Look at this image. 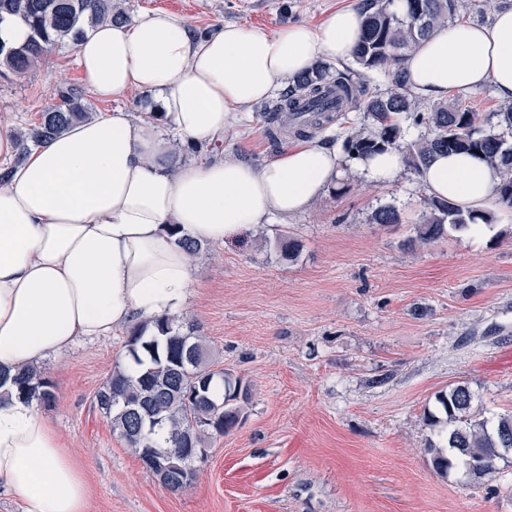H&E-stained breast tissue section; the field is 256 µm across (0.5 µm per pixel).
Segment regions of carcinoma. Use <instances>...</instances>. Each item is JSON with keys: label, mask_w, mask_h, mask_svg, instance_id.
I'll return each mask as SVG.
<instances>
[{"label": "carcinoma", "mask_w": 512, "mask_h": 512, "mask_svg": "<svg viewBox=\"0 0 512 512\" xmlns=\"http://www.w3.org/2000/svg\"><path fill=\"white\" fill-rule=\"evenodd\" d=\"M391 0H363L362 38L353 61L363 69L392 76V88L385 96L374 97L351 71H343L326 60L296 76L278 97L264 105L267 138L273 149L282 146L288 134L310 138L334 121V112L343 105L364 103L373 127L345 140L351 157L400 147L405 118L415 127L426 129L406 147V160L419 170L438 152H472L482 155L501 173L502 205L512 209V145L505 135L512 134V106L492 113L496 123L485 130L478 126L476 113L459 106L440 105L428 112L418 109L406 88L401 64L402 49L410 50L436 26L454 15L455 0H406L402 18L388 9ZM7 18L29 28L25 43L8 46L0 41V77L28 70L50 49L72 45L84 30L100 22L123 24L128 14L119 0H0V24ZM336 99L327 97L329 87ZM317 112L314 123L298 121L301 109ZM93 113L82 95L72 89L59 91V103L46 107L39 121L17 138V159L23 160L31 147L60 133L76 121H89ZM430 210L427 223L417 227V240L430 244L446 235V226L467 230L475 217L454 204L435 198L425 199ZM133 369L117 368L95 396L97 408L112 418L128 446L141 461L168 464L174 456L191 448H201L206 436L229 433L240 422V402L248 400V389L240 378L222 370L210 369L205 345L192 327L183 328L174 319L156 323L155 331L139 327L128 341ZM19 394L46 404L54 400L52 384L36 371L13 378ZM477 396L466 385H458L436 396L439 414L427 413L433 424H445L442 444L431 445L435 473L448 476L463 470L474 479L496 473L502 451L512 450V416L495 423L476 418ZM197 468L175 471L166 487L177 491L195 480Z\"/></svg>", "instance_id": "1"}]
</instances>
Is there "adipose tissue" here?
I'll return each mask as SVG.
<instances>
[{
  "label": "adipose tissue",
  "mask_w": 512,
  "mask_h": 512,
  "mask_svg": "<svg viewBox=\"0 0 512 512\" xmlns=\"http://www.w3.org/2000/svg\"><path fill=\"white\" fill-rule=\"evenodd\" d=\"M362 35L358 10L319 27L267 34L236 24L195 32L154 10L132 22L86 29L75 44L83 79L105 99L155 93L159 109L76 122L15 164L0 184V493L22 512H85L88 485L35 402L12 377L115 328L153 326L186 307L191 255L180 244L225 237L307 211L335 188L345 160L303 140L255 164L183 161L175 143L210 146L255 103L318 59L347 61ZM406 86L441 101L491 85L512 102V8L485 24L436 27L406 56ZM367 182L389 187L403 171L391 148L356 159ZM427 195L471 211L467 235L501 219L499 172L481 156L438 154L422 167Z\"/></svg>",
  "instance_id": "obj_1"
}]
</instances>
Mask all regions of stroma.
Here are the masks:
<instances>
[{
	"instance_id": "stroma-1",
	"label": "stroma",
	"mask_w": 512,
	"mask_h": 512,
	"mask_svg": "<svg viewBox=\"0 0 512 512\" xmlns=\"http://www.w3.org/2000/svg\"><path fill=\"white\" fill-rule=\"evenodd\" d=\"M359 0H123L130 16L164 10L206 31L235 23L273 33L320 26ZM93 112L148 111L152 95L112 101L87 91L73 48L0 78V131L38 122L60 89ZM214 154L260 163L274 156L261 105ZM412 168L390 187L345 170L334 190L285 224L203 245L180 323L197 327L213 369L249 387L242 421L209 438L197 477L161 487L95 395L128 361L131 328L79 340L39 370L56 399L40 406L79 463L86 512H512V451L493 477L438 476L425 412L459 383L482 416L512 415V223L476 241L452 231L415 242L429 212ZM392 206L397 224H377ZM299 245L295 259L280 243Z\"/></svg>"
}]
</instances>
